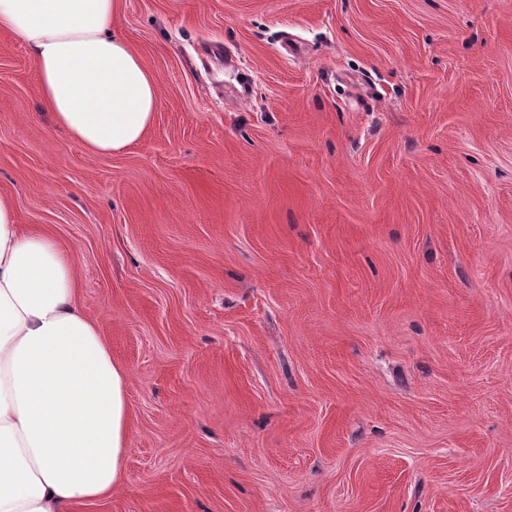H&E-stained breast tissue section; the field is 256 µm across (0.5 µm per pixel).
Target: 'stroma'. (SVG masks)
<instances>
[{
    "label": "stroma",
    "instance_id": "stroma-1",
    "mask_svg": "<svg viewBox=\"0 0 512 512\" xmlns=\"http://www.w3.org/2000/svg\"><path fill=\"white\" fill-rule=\"evenodd\" d=\"M109 155L0 33V194L128 371L75 512H512V0H117Z\"/></svg>",
    "mask_w": 512,
    "mask_h": 512
}]
</instances>
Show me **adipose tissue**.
I'll list each match as a JSON object with an SVG mask.
<instances>
[{"mask_svg":"<svg viewBox=\"0 0 512 512\" xmlns=\"http://www.w3.org/2000/svg\"><path fill=\"white\" fill-rule=\"evenodd\" d=\"M115 0H0L43 111L95 154L139 142L157 78L112 28ZM76 259L0 194V512H71L125 479L128 372L77 299Z\"/></svg>","mask_w":512,"mask_h":512,"instance_id":"adipose-tissue-1","label":"adipose tissue"}]
</instances>
